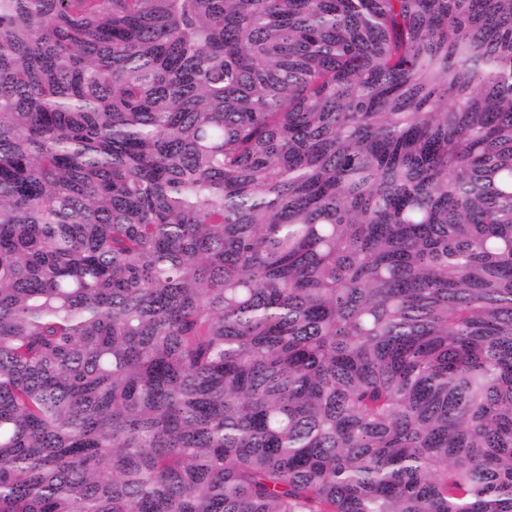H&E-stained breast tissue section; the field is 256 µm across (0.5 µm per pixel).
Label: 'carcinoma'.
I'll return each mask as SVG.
<instances>
[{"label":"carcinoma","mask_w":512,"mask_h":512,"mask_svg":"<svg viewBox=\"0 0 512 512\" xmlns=\"http://www.w3.org/2000/svg\"><path fill=\"white\" fill-rule=\"evenodd\" d=\"M0 512H512V0H0Z\"/></svg>","instance_id":"obj_1"}]
</instances>
